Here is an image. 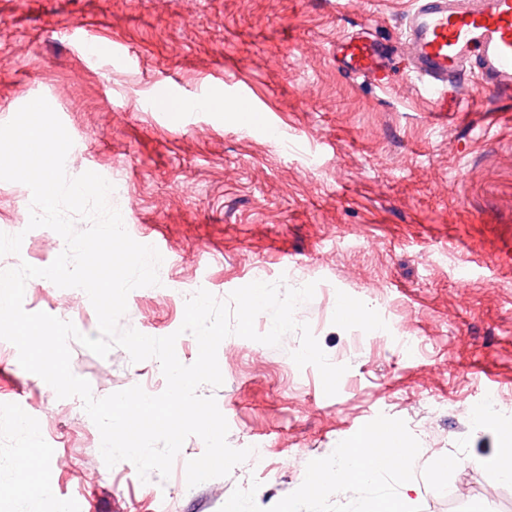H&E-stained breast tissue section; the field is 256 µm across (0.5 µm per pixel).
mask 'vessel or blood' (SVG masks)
Segmentation results:
<instances>
[{
	"instance_id": "1",
	"label": "vessel or blood",
	"mask_w": 512,
	"mask_h": 512,
	"mask_svg": "<svg viewBox=\"0 0 512 512\" xmlns=\"http://www.w3.org/2000/svg\"><path fill=\"white\" fill-rule=\"evenodd\" d=\"M401 52L407 76L436 105L463 97L457 77L469 74L491 94L512 96V0H411L397 44L352 31L336 42V66L345 77L386 84L392 56ZM223 97L248 114L256 128L273 133L275 121L244 83H225ZM190 99L175 88L151 101L157 112H184Z\"/></svg>"
}]
</instances>
